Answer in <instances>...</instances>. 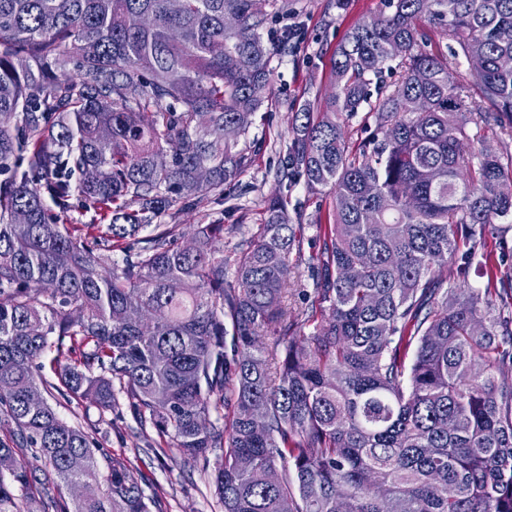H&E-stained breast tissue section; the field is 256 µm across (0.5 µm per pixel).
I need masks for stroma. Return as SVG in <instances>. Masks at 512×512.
Listing matches in <instances>:
<instances>
[{"instance_id": "obj_1", "label": "stroma", "mask_w": 512, "mask_h": 512, "mask_svg": "<svg viewBox=\"0 0 512 512\" xmlns=\"http://www.w3.org/2000/svg\"><path fill=\"white\" fill-rule=\"evenodd\" d=\"M289 12L280 14L275 31L295 32L288 52L274 56L273 91L253 116L252 136L265 142L236 185L223 193H209L196 206L170 210L163 223L178 227L180 242H188L198 224L223 222L241 225L240 233L224 237L232 248L260 223L267 199L278 193L276 171L288 147V127L293 112L304 102L323 107L336 88L334 53L346 32L358 21L384 10L383 0H289ZM330 201L308 195L296 186L288 199L289 212H301L306 223L304 254L322 244L321 224L327 223ZM50 405L64 419L82 425L93 436L104 458H123L146 494L158 495L162 512H222L212 485V469L204 463H185L180 453L166 447L156 430L141 426L130 412L105 416L84 399L68 403L50 398Z\"/></svg>"}]
</instances>
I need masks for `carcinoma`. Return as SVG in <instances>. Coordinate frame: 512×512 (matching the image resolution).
Returning <instances> with one entry per match:
<instances>
[{
    "label": "carcinoma",
    "mask_w": 512,
    "mask_h": 512,
    "mask_svg": "<svg viewBox=\"0 0 512 512\" xmlns=\"http://www.w3.org/2000/svg\"><path fill=\"white\" fill-rule=\"evenodd\" d=\"M167 2L0 0V512L156 505L44 398L50 350L61 394L104 414L123 397L185 459L216 453L224 512H512V274L469 284L512 224V0H385L350 29L277 171L331 199L323 247L293 264L305 225L279 194L229 260L224 225L184 247L155 223L250 165L290 46L278 0ZM420 96L430 111H406ZM360 112L375 128L352 147ZM75 196L112 222L59 223L49 205Z\"/></svg>",
    "instance_id": "1"
}]
</instances>
